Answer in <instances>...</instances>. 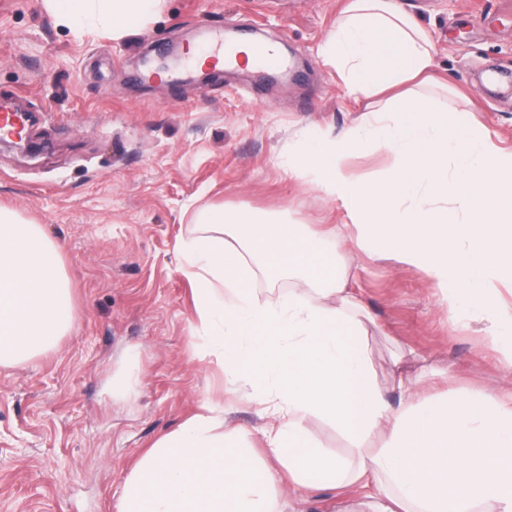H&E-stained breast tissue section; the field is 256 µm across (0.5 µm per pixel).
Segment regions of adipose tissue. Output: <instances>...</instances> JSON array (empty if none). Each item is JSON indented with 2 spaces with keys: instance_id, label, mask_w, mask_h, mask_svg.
Here are the masks:
<instances>
[{
  "instance_id": "obj_1",
  "label": "adipose tissue",
  "mask_w": 512,
  "mask_h": 512,
  "mask_svg": "<svg viewBox=\"0 0 512 512\" xmlns=\"http://www.w3.org/2000/svg\"><path fill=\"white\" fill-rule=\"evenodd\" d=\"M69 27L99 22L129 35L163 0H44ZM322 56L351 95H387L365 131L296 141L288 173L323 189L348 213L346 238L423 269L459 320L482 316L490 342L512 360V311L496 309L497 284L512 282V152L474 141L461 113L437 110L410 81H430L428 30L398 0H348ZM372 139L392 163L362 180L351 158ZM197 223L225 226L231 241L197 237L182 245L195 285V335L232 386L275 377L266 450L294 486H381L370 512H512V407L491 396L471 403L422 398L395 408L372 369L364 306L335 250L302 225L246 210L212 208ZM288 275L320 287L333 303L290 292L259 301L254 273ZM72 303L56 245L39 225L0 209V366L44 348L72 326ZM251 368L243 376L242 368ZM318 414L359 441L388 425L379 448L357 461L326 455L304 422ZM277 478L258 462L248 431L225 429L217 405L161 437L128 473L118 512H277Z\"/></svg>"
}]
</instances>
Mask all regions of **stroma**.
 I'll return each instance as SVG.
<instances>
[{
    "label": "stroma",
    "mask_w": 512,
    "mask_h": 512,
    "mask_svg": "<svg viewBox=\"0 0 512 512\" xmlns=\"http://www.w3.org/2000/svg\"><path fill=\"white\" fill-rule=\"evenodd\" d=\"M345 0H165L153 21L116 38L75 34L43 0H0V100L38 111L35 155L0 142V207L39 225L59 248L73 328L50 349L0 366V512H117L131 467L165 433L220 402L224 425L259 432L270 421L231 393L192 335L193 285L183 240L195 211L245 209L304 224L335 246L369 315L376 379L391 406L421 394L512 404V365L486 320L453 323L427 274L337 242L349 217L282 164L297 136L364 127L383 98L349 95L322 45ZM431 33L437 107L469 114L476 139L512 152V0H400ZM279 43L287 77L224 71L206 85L140 71L145 53H182L212 32ZM411 379L399 386L398 376ZM311 441L356 459L352 439L313 415ZM376 485L290 487L281 512H358Z\"/></svg>",
    "instance_id": "stroma-1"
}]
</instances>
